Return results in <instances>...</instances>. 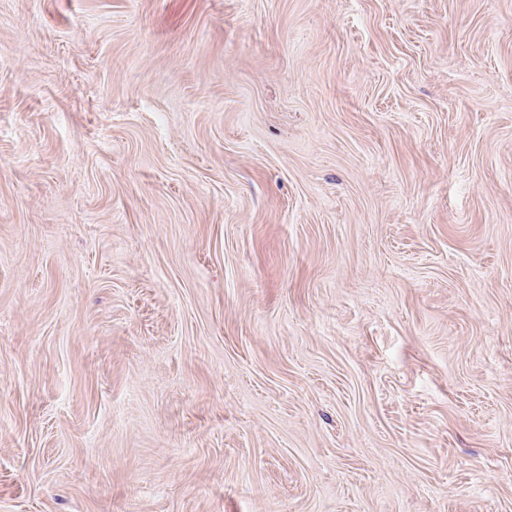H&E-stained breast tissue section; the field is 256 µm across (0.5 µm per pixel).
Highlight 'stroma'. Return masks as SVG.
I'll return each instance as SVG.
<instances>
[{
  "label": "stroma",
  "instance_id": "obj_1",
  "mask_svg": "<svg viewBox=\"0 0 512 512\" xmlns=\"http://www.w3.org/2000/svg\"><path fill=\"white\" fill-rule=\"evenodd\" d=\"M0 512H512V0H0Z\"/></svg>",
  "mask_w": 512,
  "mask_h": 512
}]
</instances>
